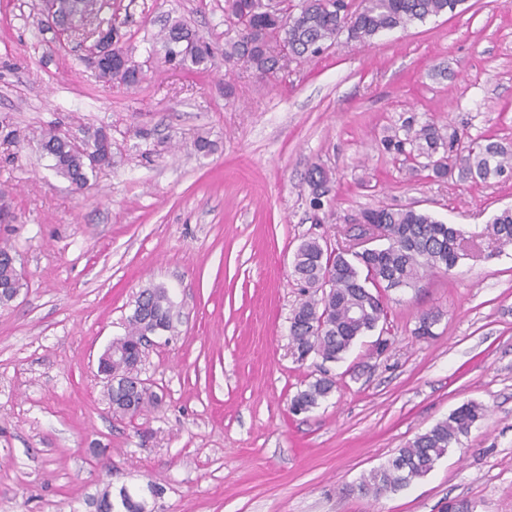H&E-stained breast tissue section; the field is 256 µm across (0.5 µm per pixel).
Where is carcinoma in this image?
I'll use <instances>...</instances> for the list:
<instances>
[{"label":"carcinoma","instance_id":"cac0c4a2","mask_svg":"<svg viewBox=\"0 0 512 512\" xmlns=\"http://www.w3.org/2000/svg\"><path fill=\"white\" fill-rule=\"evenodd\" d=\"M462 0H224V22L237 30V39L219 48L181 21L164 32V63L179 69H206L217 56L241 62L260 77L268 78L288 68L294 60H308L324 50L342 33L347 39L367 43L383 31L406 28L415 20L452 12ZM57 11L69 15L77 27L86 24L111 26L113 17L103 16V4L78 0H55ZM123 34L112 26V62L100 67L96 77L105 83L133 87L142 80V68L122 45ZM41 149L54 161L56 174L77 190L89 186V175L112 164V138L100 129L73 141L46 131ZM385 149L404 156L403 162L428 172L441 181L455 168L461 174L487 181L512 169V151L488 139L445 136L428 122L404 139L385 140ZM310 204L324 205L331 180L318 165L307 174ZM360 223L374 224V245L333 248L318 239L302 242L293 255L291 275L304 291V298L290 318L289 338L298 359L315 354L324 362H336L355 341L387 322L383 292L412 288L427 271L449 272L465 258V231L412 208L368 209ZM483 233L500 244L512 243V208L504 209L484 225ZM386 244L380 245L378 241ZM24 277L10 248L0 247V304L11 302L23 288ZM173 302L167 289L146 288L136 298L124 336L112 341L114 358L105 362L115 383L107 389L112 413L133 417L158 404V395L148 387L133 392L125 386L141 356L142 340L173 329ZM335 380L324 376L298 391L290 410L299 415L315 408L333 391ZM483 404L467 401L448 418L416 436L398 449L385 464L362 475L355 485L365 497L396 493L433 470L449 449L457 446L485 416ZM115 505L105 491L93 501L95 512H143L142 505L127 493Z\"/></svg>","mask_w":512,"mask_h":512}]
</instances>
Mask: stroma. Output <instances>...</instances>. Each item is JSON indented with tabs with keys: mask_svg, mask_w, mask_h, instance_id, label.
Here are the masks:
<instances>
[{
	"mask_svg": "<svg viewBox=\"0 0 512 512\" xmlns=\"http://www.w3.org/2000/svg\"><path fill=\"white\" fill-rule=\"evenodd\" d=\"M146 72L99 81L55 37L41 0H0V244L26 284L0 305V512H94L101 490L145 512H512V245L469 240L450 273L387 291L377 332L337 362L298 360L293 253L344 242L362 211L412 208L472 230L512 208V172L414 175L386 151L404 121L512 144V0H463L360 45L338 39L267 79L242 65L173 71L159 33L181 20L218 43L224 0H111ZM105 129L112 164L73 189L41 149ZM211 143L198 152V139ZM332 179L322 210L307 171ZM168 289L175 332L143 350L157 407L113 416L98 357L124 336L140 291ZM434 334L415 338L422 314ZM332 393L293 415L322 376ZM486 417L408 488L352 490L462 403ZM335 383V380L327 376L308 383L303 390H299L291 399V412L295 415L309 412L311 409L315 408L321 400L328 397L333 391Z\"/></svg>",
	"mask_w": 512,
	"mask_h": 512,
	"instance_id": "35a3bbf8",
	"label": "stroma"
}]
</instances>
